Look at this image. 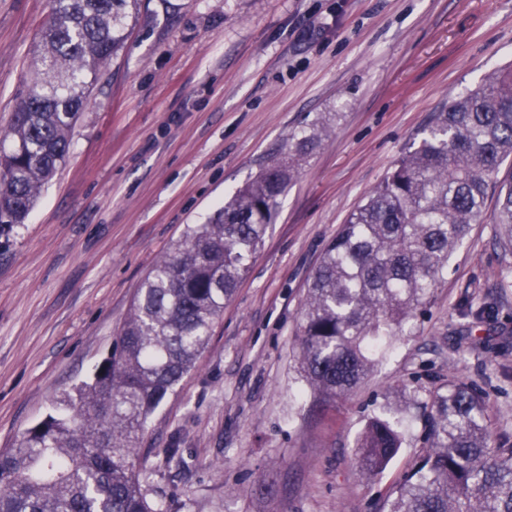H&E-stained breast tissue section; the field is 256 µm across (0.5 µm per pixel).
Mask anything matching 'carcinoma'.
I'll list each match as a JSON object with an SVG mask.
<instances>
[{"label":"carcinoma","mask_w":512,"mask_h":512,"mask_svg":"<svg viewBox=\"0 0 512 512\" xmlns=\"http://www.w3.org/2000/svg\"><path fill=\"white\" fill-rule=\"evenodd\" d=\"M139 0H53L31 75L0 138V231L23 224L70 154L73 131L104 67L123 47ZM315 134L190 227L143 281L93 378L0 449V512H162L132 461L148 418L190 372L248 272L279 197ZM512 158V66L433 115L351 213L315 269L302 311L298 367L306 392L334 400L364 381L376 356L428 304L454 250ZM499 239L512 248V178L499 186ZM426 448L388 497L387 512H512V446H493L486 400L450 382L433 396ZM401 445L372 418L357 444L365 476Z\"/></svg>","instance_id":"cac0c4a2"}]
</instances>
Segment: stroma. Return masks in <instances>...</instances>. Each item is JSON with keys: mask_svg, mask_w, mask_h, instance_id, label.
Instances as JSON below:
<instances>
[{"mask_svg": "<svg viewBox=\"0 0 512 512\" xmlns=\"http://www.w3.org/2000/svg\"><path fill=\"white\" fill-rule=\"evenodd\" d=\"M52 0H0V133ZM512 63V0H142L26 223L0 235V448L89 380L188 225L321 133L196 364L149 418L135 467L164 512H385L448 380L512 444V251L495 194L429 304L359 388L301 394L307 283L348 215L433 114ZM494 306V319L477 313ZM401 448L363 477L370 418ZM180 453L171 456V444Z\"/></svg>", "mask_w": 512, "mask_h": 512, "instance_id": "stroma-1", "label": "stroma"}]
</instances>
